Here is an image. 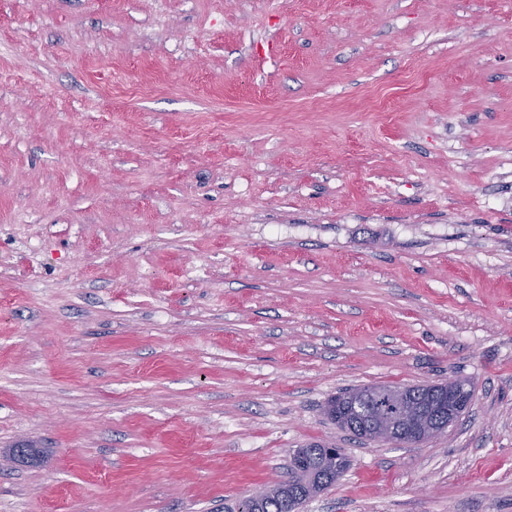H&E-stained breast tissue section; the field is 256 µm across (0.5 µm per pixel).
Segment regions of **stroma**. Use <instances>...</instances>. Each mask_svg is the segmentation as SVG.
<instances>
[{
    "mask_svg": "<svg viewBox=\"0 0 512 512\" xmlns=\"http://www.w3.org/2000/svg\"><path fill=\"white\" fill-rule=\"evenodd\" d=\"M451 376L416 447L323 413ZM312 441L300 512H512V0H0V512H224Z\"/></svg>",
    "mask_w": 512,
    "mask_h": 512,
    "instance_id": "35a3bbf8",
    "label": "stroma"
}]
</instances>
